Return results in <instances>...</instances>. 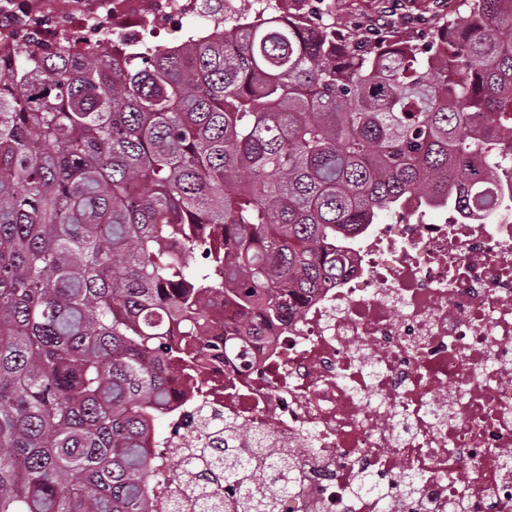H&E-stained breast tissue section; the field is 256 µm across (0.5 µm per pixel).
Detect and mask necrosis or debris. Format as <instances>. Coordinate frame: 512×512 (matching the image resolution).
Segmentation results:
<instances>
[{"mask_svg":"<svg viewBox=\"0 0 512 512\" xmlns=\"http://www.w3.org/2000/svg\"><path fill=\"white\" fill-rule=\"evenodd\" d=\"M16 19L0 25V44L29 30L40 42L68 35L76 46L154 44L194 11L193 0H112L82 7L68 30L17 0ZM213 335L241 344L208 361L197 381L179 380L164 434L149 442L161 462L188 458L205 437L202 415L235 430L234 453L255 436L290 455L300 479L277 512H512V211L471 224L460 213L422 220L408 198L390 222L370 225L354 247L353 269L320 290L262 338L245 318L216 307ZM419 474L401 483L405 470ZM385 495L357 494L364 472ZM157 496L156 512L180 501L194 512L199 492L237 500L223 485L186 474L182 491Z\"/></svg>","mask_w":512,"mask_h":512,"instance_id":"1","label":"necrosis or debris"}]
</instances>
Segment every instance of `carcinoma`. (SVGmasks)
I'll use <instances>...</instances> for the list:
<instances>
[{
  "instance_id": "1",
  "label": "carcinoma",
  "mask_w": 512,
  "mask_h": 512,
  "mask_svg": "<svg viewBox=\"0 0 512 512\" xmlns=\"http://www.w3.org/2000/svg\"><path fill=\"white\" fill-rule=\"evenodd\" d=\"M210 13L138 56L0 51V512H152L147 442L177 373L232 343L213 304L279 322L411 195L512 205V0H469L426 49ZM178 467L276 512L296 464L259 438Z\"/></svg>"
}]
</instances>
